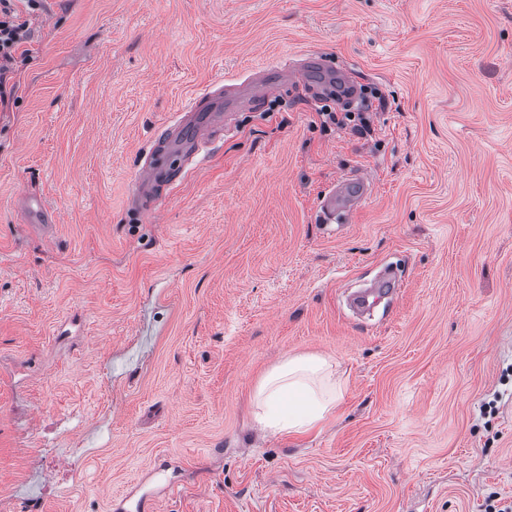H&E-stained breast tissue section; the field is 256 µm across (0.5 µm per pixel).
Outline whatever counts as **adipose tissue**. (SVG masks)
I'll return each instance as SVG.
<instances>
[{
    "mask_svg": "<svg viewBox=\"0 0 512 512\" xmlns=\"http://www.w3.org/2000/svg\"><path fill=\"white\" fill-rule=\"evenodd\" d=\"M341 398L330 360L319 355L293 356L259 381L254 419L275 433L302 434L333 415Z\"/></svg>",
    "mask_w": 512,
    "mask_h": 512,
    "instance_id": "adipose-tissue-1",
    "label": "adipose tissue"
}]
</instances>
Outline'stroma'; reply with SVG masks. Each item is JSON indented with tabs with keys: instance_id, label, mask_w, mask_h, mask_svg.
<instances>
[{
	"instance_id": "obj_1",
	"label": "stroma",
	"mask_w": 512,
	"mask_h": 512,
	"mask_svg": "<svg viewBox=\"0 0 512 512\" xmlns=\"http://www.w3.org/2000/svg\"><path fill=\"white\" fill-rule=\"evenodd\" d=\"M30 29L0 106V512L512 503V0H44ZM312 53L384 97L369 132L287 82L137 208L196 96ZM354 171L373 190L327 226ZM390 263L393 307L353 317ZM305 354L335 413L260 429L258 381ZM359 111L360 109H355ZM318 114L323 118L322 124L323 126H327L329 124L336 125V127H345L351 125L358 126V124L354 123L358 121L360 126H367L368 119L366 114L368 112H332L330 107L324 106L320 108ZM371 183L362 172L343 176L322 197L321 215L325 224H347L353 211L367 198Z\"/></svg>"
}]
</instances>
